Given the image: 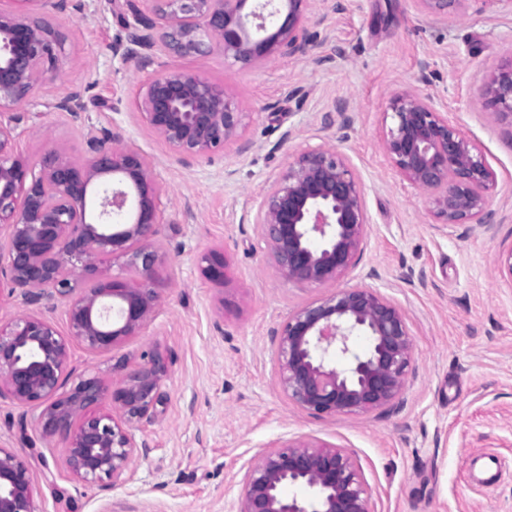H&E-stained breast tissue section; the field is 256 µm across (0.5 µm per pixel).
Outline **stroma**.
Instances as JSON below:
<instances>
[{
	"label": "stroma",
	"instance_id": "obj_1",
	"mask_svg": "<svg viewBox=\"0 0 512 512\" xmlns=\"http://www.w3.org/2000/svg\"><path fill=\"white\" fill-rule=\"evenodd\" d=\"M306 54L242 66L218 55H162L157 71L182 69L223 84L243 114L239 143L186 165L143 122L135 95L144 76L110 47L133 16L126 0H85L80 11L43 10L65 36L63 73L43 85L18 128L16 149L39 161L55 149L87 157L91 127L118 135L152 162L163 191L155 240L160 305L139 335L109 350L69 342L72 379L108 384L154 350L167 357L164 412L134 433L150 445L125 485L73 478L61 440L42 436L39 408L0 400V448L26 463L38 512H237L248 468L264 449L295 440L334 445L360 464L372 512H512V277L495 269L512 248V123L480 92L512 63V0H456L447 17L417 0H314ZM86 112L50 110L72 86ZM430 96L475 141L497 177L499 222L438 224L428 194L401 180L384 151L386 110L397 94ZM347 100L349 128H322ZM328 144L357 173L369 217L357 268L341 286L377 289L405 315L412 363L395 403L365 414L316 417L283 393L273 333L288 313L326 295L282 280L254 216L270 181L303 152ZM223 253L224 284L201 256ZM498 456L485 486L470 458Z\"/></svg>",
	"mask_w": 512,
	"mask_h": 512
}]
</instances>
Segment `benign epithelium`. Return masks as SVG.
Wrapping results in <instances>:
<instances>
[{"mask_svg":"<svg viewBox=\"0 0 512 512\" xmlns=\"http://www.w3.org/2000/svg\"><path fill=\"white\" fill-rule=\"evenodd\" d=\"M16 2L48 5L59 13L84 8L82 0ZM145 2V10L131 5L135 24L112 44V56L146 73L138 93L141 116L178 160L209 161L238 138L242 113L223 87L201 74L154 70L158 55L219 52L251 65L303 54L314 0H264L249 13L247 0ZM417 2L426 13L445 16L457 0ZM62 44L59 31L27 11H0V227L8 230L0 255V295L20 290L29 305L67 300L70 336L91 350H107L138 335L155 316L153 241L163 220L162 188L145 155L92 129L83 164L52 149L35 164L15 151L21 114L37 105V90L58 72ZM481 93L512 121V64ZM51 107L77 117L85 111L81 90ZM389 109L392 126L384 148L395 173L429 194L440 223L490 229L496 223L490 200L497 179L480 147L450 125L428 97L398 94ZM334 112L324 117V127L350 124L346 103H337ZM99 180L104 189L90 215L88 197ZM254 223L282 278L318 287L335 285L357 267L368 234L359 178L343 154L325 145L303 153L273 179ZM128 253L141 277L137 287L102 267L104 257ZM201 263L208 280L224 283L223 253L210 251ZM78 279L91 283L81 294L73 288ZM359 332L370 341L362 354L350 343ZM274 343L283 392L316 416L364 414L391 404L412 361L404 315L377 289L362 284L336 288L288 314ZM332 355L345 364L331 365ZM67 357V340L34 311L0 325V399L41 408V433L66 443L74 477L126 483L133 477V459L147 451L131 428L163 413L166 359L159 351L144 355L138 368L109 389L95 377L66 387ZM106 401L112 413L91 412ZM287 484L305 485L310 496L285 497ZM37 494L24 461L0 448V512H36ZM238 512L371 510L362 468L351 455L299 442L261 453L245 476Z\"/></svg>","mask_w":512,"mask_h":512,"instance_id":"benign-epithelium-1","label":"benign epithelium"}]
</instances>
